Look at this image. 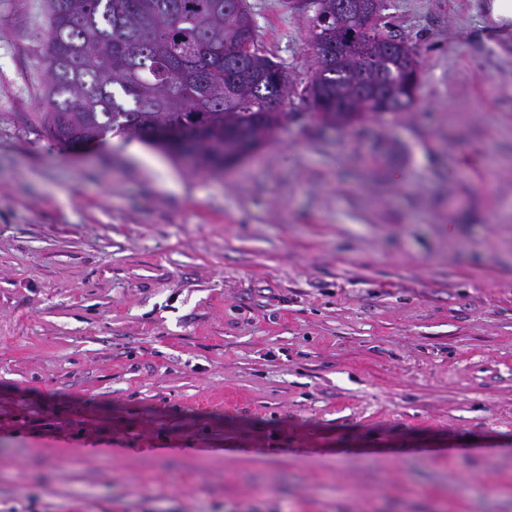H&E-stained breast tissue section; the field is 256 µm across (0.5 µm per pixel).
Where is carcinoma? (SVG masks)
Returning <instances> with one entry per match:
<instances>
[{"label": "carcinoma", "instance_id": "cac0c4a2", "mask_svg": "<svg viewBox=\"0 0 512 512\" xmlns=\"http://www.w3.org/2000/svg\"><path fill=\"white\" fill-rule=\"evenodd\" d=\"M324 13L311 21L312 49L336 46V60L316 57L306 92L325 123H350L372 111L358 91L355 55L377 59L378 85L389 112L410 107L400 82L405 61L387 27L363 29L354 13ZM244 0H49L46 113L49 135L76 145L114 131L149 144L174 130L196 153L195 169L235 162L224 141L248 153L265 141L285 98L279 64L258 48L255 31L239 25Z\"/></svg>", "mask_w": 512, "mask_h": 512}]
</instances>
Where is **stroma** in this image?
<instances>
[{
    "label": "stroma",
    "mask_w": 512,
    "mask_h": 512,
    "mask_svg": "<svg viewBox=\"0 0 512 512\" xmlns=\"http://www.w3.org/2000/svg\"><path fill=\"white\" fill-rule=\"evenodd\" d=\"M387 0L406 112L321 122L304 0H246L288 78L221 173L46 122L48 0H0V512H512V24ZM398 47L406 53L411 59V65L406 71V79L404 89L407 94V98H410L414 103L417 98V89L420 81V68L416 59L415 52L408 43H400Z\"/></svg>",
    "instance_id": "obj_1"
}]
</instances>
